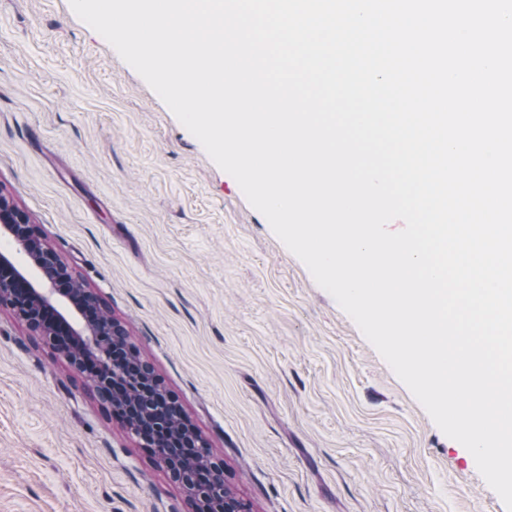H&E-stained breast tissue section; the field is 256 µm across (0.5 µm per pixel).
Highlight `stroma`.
I'll return each instance as SVG.
<instances>
[{"label": "stroma", "instance_id": "obj_1", "mask_svg": "<svg viewBox=\"0 0 512 512\" xmlns=\"http://www.w3.org/2000/svg\"><path fill=\"white\" fill-rule=\"evenodd\" d=\"M0 192L105 301L249 512H506L69 0H0ZM0 512H194L92 382L5 307Z\"/></svg>", "mask_w": 512, "mask_h": 512}]
</instances>
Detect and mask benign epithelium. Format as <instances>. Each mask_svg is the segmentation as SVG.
I'll return each instance as SVG.
<instances>
[{"label": "benign epithelium", "mask_w": 512, "mask_h": 512, "mask_svg": "<svg viewBox=\"0 0 512 512\" xmlns=\"http://www.w3.org/2000/svg\"><path fill=\"white\" fill-rule=\"evenodd\" d=\"M0 232L11 236L28 258V264L20 266L9 257L0 256V306L16 311L25 305L30 328L62 352L78 372L92 374L99 399L110 405L117 364L114 346L106 337L124 336L122 328L115 320L106 325L93 321L88 307L102 305L97 295L85 289L72 295L51 287L65 267L49 253L39 230L29 224L26 214L1 192ZM152 379V374L138 378L139 410L145 417L161 402L150 384ZM210 462L208 447L202 441L187 474L188 501L210 503L216 512H241L238 503L225 495L224 481L209 478Z\"/></svg>", "instance_id": "7a95c632"}]
</instances>
